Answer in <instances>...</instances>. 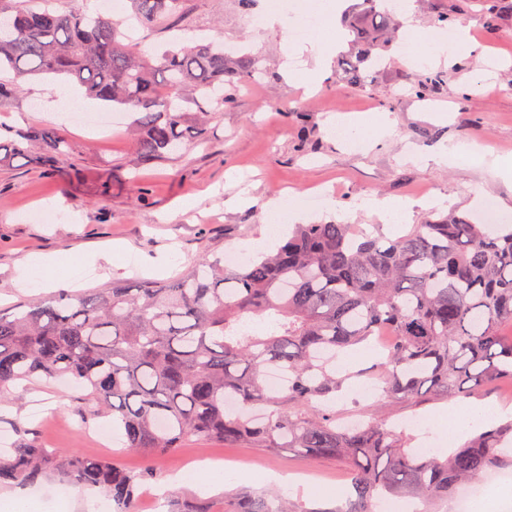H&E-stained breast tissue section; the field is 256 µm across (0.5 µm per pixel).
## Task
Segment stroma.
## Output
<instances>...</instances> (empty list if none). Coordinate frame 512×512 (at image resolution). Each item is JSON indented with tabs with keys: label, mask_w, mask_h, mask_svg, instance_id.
<instances>
[{
	"label": "stroma",
	"mask_w": 512,
	"mask_h": 512,
	"mask_svg": "<svg viewBox=\"0 0 512 512\" xmlns=\"http://www.w3.org/2000/svg\"><path fill=\"white\" fill-rule=\"evenodd\" d=\"M312 2L300 0L284 30L254 28L238 0H186L167 26H139L135 40L147 56H156L176 39L214 41L232 60L249 56L260 71L233 104L213 108L206 143L186 139L172 158L147 167L139 164L127 132L132 113L96 102L94 115L104 117L112 131H92L72 120L83 106L62 102L56 93L67 78L20 80L13 72H0V142H16L20 133L34 128L48 129L66 142L55 175L21 158L0 167V306L75 287L101 288L115 278L134 283L177 277L199 257L212 259L260 237L264 204L284 191L329 195V203L309 208L313 222L368 230L377 218L363 202L372 196L417 201L410 218L414 224L430 213L478 216L473 199L479 193L490 204L512 210V177L495 166L499 160L512 163V14L499 15L490 28L484 15L492 11L493 0H414L402 27L435 28L439 15L454 14L452 31L465 27L475 33L486 56L459 57L452 68L413 67L397 39L384 51L383 65L367 87L346 73L342 61L353 57L356 45L345 28H337L324 79L310 91L288 82L281 69V44L286 36L294 44L307 43L312 28L304 15ZM434 71L443 74L442 84L429 97L413 95L412 85ZM377 112L386 113L390 134L376 138L361 131L363 144L356 151L338 141L328 122L336 115ZM443 145H477L490 154L466 163L429 162V154ZM230 170L238 173V183L225 180ZM242 191L252 197L251 207L233 205ZM189 195L197 196L198 205L180 213L178 205ZM436 196L443 198V206L424 209L423 201ZM115 242L126 245V252L101 260L102 250ZM60 251L93 253L97 260L91 267L53 273L50 286L17 287L20 263ZM82 396L65 382L20 390L15 406L0 410V441L14 444L24 436L47 448L107 456L93 431L111 428L112 415L96 408L80 415ZM223 457L251 459L257 471L311 474L324 482L314 496L318 502L333 503L349 493L344 466L285 448L266 456L252 448L194 440L150 462L131 453L119 461L133 470L150 464L163 474V482L141 487L144 503L156 494L166 500L198 496L193 484L171 486L167 476L188 461L205 466ZM11 493L31 502V512H85V488L64 489L52 478L14 487Z\"/></svg>",
	"instance_id": "obj_1"
}]
</instances>
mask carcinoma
Returning <instances> with one entry per match:
<instances>
[{
  "instance_id": "cac0c4a2",
  "label": "carcinoma",
  "mask_w": 512,
  "mask_h": 512,
  "mask_svg": "<svg viewBox=\"0 0 512 512\" xmlns=\"http://www.w3.org/2000/svg\"><path fill=\"white\" fill-rule=\"evenodd\" d=\"M183 0H131L153 25ZM357 34L362 60L393 27L391 13L363 0L340 18ZM111 18L30 0H0V70L17 76L64 75L85 96L138 114L132 130L139 162H162L192 133L206 139L205 113L188 119L184 103L202 92L220 105L255 78L244 57L230 66L224 47L183 44L154 65ZM440 76L417 81L428 96ZM0 144V165L33 150L51 171L65 142L30 129ZM0 312V407L13 388L67 380L88 400L112 406L128 453L174 454L193 439L244 443L265 455L296 448L342 462L354 494L325 512H375L378 499L411 496L425 512L462 485L512 466V418L473 429L446 455H425L382 414L391 402L470 398L512 379V222L426 218L388 236L352 224H297L288 240L242 266L205 260L185 276L119 280L81 292L61 290ZM394 340L371 366L344 376L337 356L378 333ZM284 374L270 388L266 375ZM378 382L377 403L352 427L339 424L333 394L350 378ZM240 408L231 411L227 401ZM47 474L70 487L101 490L111 512H136L138 491L162 474L136 473L96 456L17 444L0 450V487L26 486ZM170 512H320L280 494L239 491L224 508L185 497Z\"/></svg>"
}]
</instances>
